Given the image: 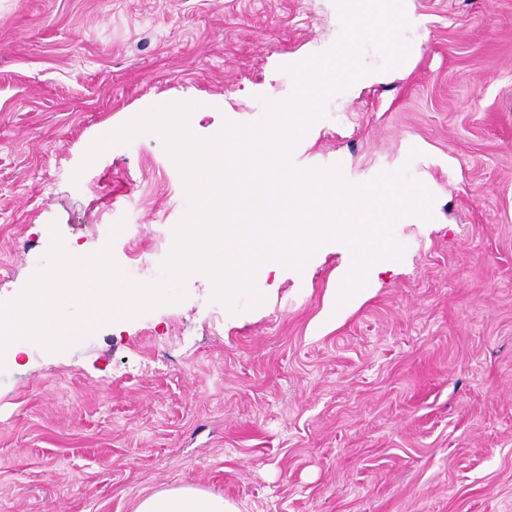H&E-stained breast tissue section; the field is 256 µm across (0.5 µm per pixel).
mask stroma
Returning <instances> with one entry per match:
<instances>
[{
  "instance_id": "obj_1",
  "label": "stroma",
  "mask_w": 512,
  "mask_h": 512,
  "mask_svg": "<svg viewBox=\"0 0 512 512\" xmlns=\"http://www.w3.org/2000/svg\"><path fill=\"white\" fill-rule=\"evenodd\" d=\"M411 72L331 97L300 170L404 169L434 221L409 260L312 337L341 256L257 269L262 305L205 273L180 300L0 363V512H134L190 485L241 512H512V0H413ZM335 0H0V302L53 235L158 285L191 202L129 118L194 103L191 130L261 121L290 65L326 52Z\"/></svg>"
}]
</instances>
